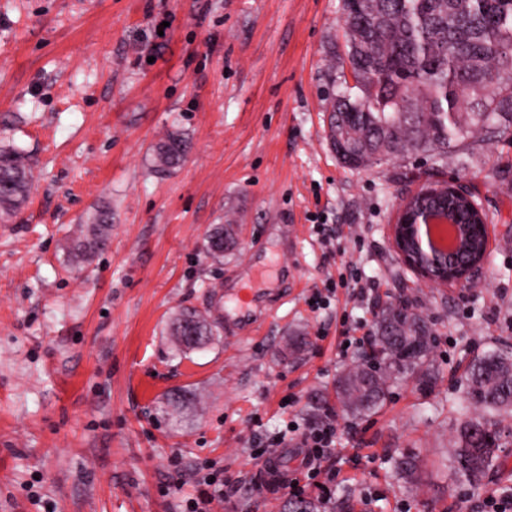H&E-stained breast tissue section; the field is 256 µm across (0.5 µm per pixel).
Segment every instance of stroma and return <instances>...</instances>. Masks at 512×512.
<instances>
[{
  "label": "stroma",
  "mask_w": 512,
  "mask_h": 512,
  "mask_svg": "<svg viewBox=\"0 0 512 512\" xmlns=\"http://www.w3.org/2000/svg\"><path fill=\"white\" fill-rule=\"evenodd\" d=\"M342 6L0 0V147L28 154L33 177L27 205L0 218V512H184L210 499V475L225 480L211 512H288L255 445L285 436L287 471L305 479L299 434L328 420L336 477L303 495L318 512H482L512 492V475L474 487L449 467L465 369L512 348V127L440 159L346 167L326 127ZM173 130L192 148L162 172L151 148ZM448 178L487 214L472 288L420 280L391 244L403 201ZM103 209L111 239L75 266L65 245ZM215 224L236 239L220 263L202 250ZM259 265L271 313L180 354L174 316L211 313ZM401 302L436 338V380H398L375 412H350L337 380Z\"/></svg>",
  "instance_id": "obj_1"
}]
</instances>
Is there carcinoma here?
<instances>
[{"mask_svg": "<svg viewBox=\"0 0 512 512\" xmlns=\"http://www.w3.org/2000/svg\"><path fill=\"white\" fill-rule=\"evenodd\" d=\"M347 57L354 84L332 99L329 126L343 131L342 162L350 168L400 159L421 151L439 156L448 147L482 137L496 121L512 125V0H343ZM188 139L170 132L153 148L160 170L180 165ZM31 173L26 155L0 148V211L10 215L28 200ZM109 213L99 212L69 252L87 260L110 239ZM234 244L214 225L203 249L216 263ZM378 356L344 372L338 395L364 413L386 399L391 380L412 374L427 390L435 377L426 367L430 329L420 315L392 306L377 316ZM177 348L197 350L216 335L196 310L170 324ZM463 401L473 412L463 421L455 459L466 480L479 485L505 465L503 434L494 415L512 408V355L476 360L468 370Z\"/></svg>", "mask_w": 512, "mask_h": 512, "instance_id": "cac0c4a2", "label": "carcinoma"}]
</instances>
